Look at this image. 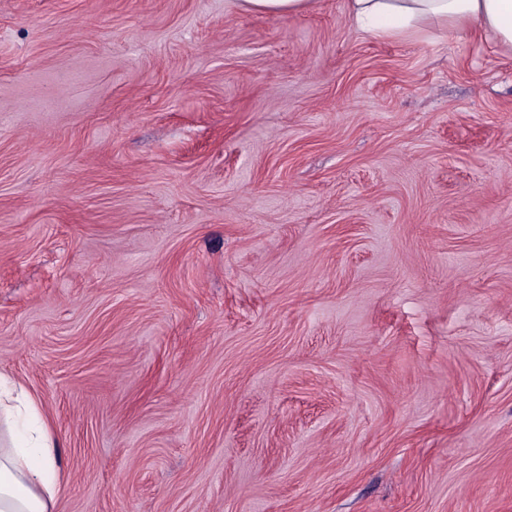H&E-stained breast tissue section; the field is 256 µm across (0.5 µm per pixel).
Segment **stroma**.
Wrapping results in <instances>:
<instances>
[{
    "mask_svg": "<svg viewBox=\"0 0 512 512\" xmlns=\"http://www.w3.org/2000/svg\"><path fill=\"white\" fill-rule=\"evenodd\" d=\"M0 376L56 512H512V48L0 0Z\"/></svg>",
    "mask_w": 512,
    "mask_h": 512,
    "instance_id": "1",
    "label": "stroma"
}]
</instances>
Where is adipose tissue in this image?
I'll list each match as a JSON object with an SVG mask.
<instances>
[{"label": "adipose tissue", "mask_w": 512, "mask_h": 512, "mask_svg": "<svg viewBox=\"0 0 512 512\" xmlns=\"http://www.w3.org/2000/svg\"><path fill=\"white\" fill-rule=\"evenodd\" d=\"M349 14L362 30L402 38L431 28L452 30L459 22L478 24L500 44L512 47V0H348ZM45 428L11 432L0 448V512H54L65 487Z\"/></svg>", "instance_id": "obj_1"}]
</instances>
